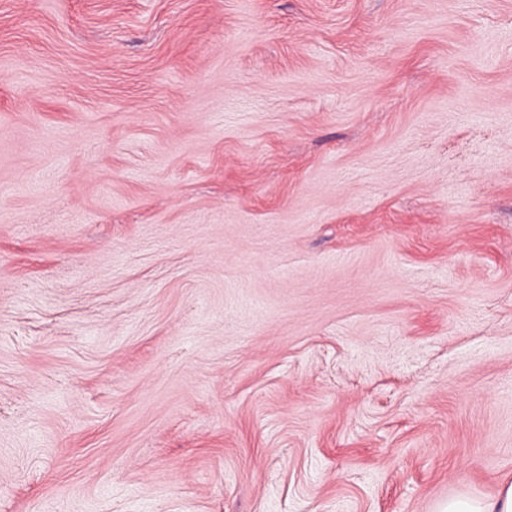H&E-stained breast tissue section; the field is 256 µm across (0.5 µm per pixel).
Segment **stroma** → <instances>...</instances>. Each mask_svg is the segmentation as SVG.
<instances>
[{"label": "stroma", "mask_w": 512, "mask_h": 512, "mask_svg": "<svg viewBox=\"0 0 512 512\" xmlns=\"http://www.w3.org/2000/svg\"><path fill=\"white\" fill-rule=\"evenodd\" d=\"M509 480L512 0H0V512Z\"/></svg>", "instance_id": "1"}]
</instances>
